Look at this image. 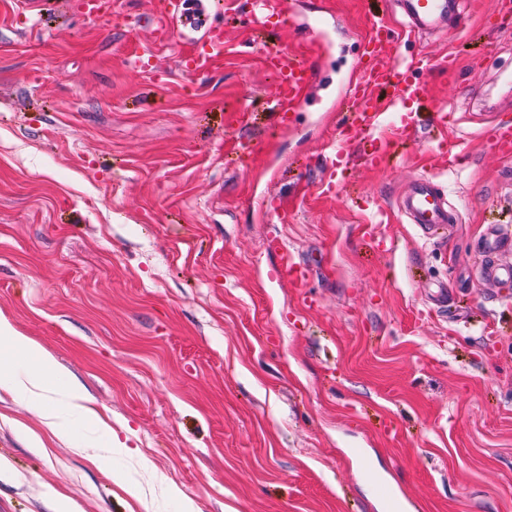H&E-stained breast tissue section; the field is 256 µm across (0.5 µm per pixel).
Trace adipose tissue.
<instances>
[{"mask_svg":"<svg viewBox=\"0 0 512 512\" xmlns=\"http://www.w3.org/2000/svg\"><path fill=\"white\" fill-rule=\"evenodd\" d=\"M0 388L20 393L27 402L42 411L47 421H55L59 408L94 417L74 389L64 387L62 380L48 371L40 345L19 333L7 318L0 315ZM65 390L67 403L58 406L54 399L58 390Z\"/></svg>","mask_w":512,"mask_h":512,"instance_id":"adipose-tissue-1","label":"adipose tissue"}]
</instances>
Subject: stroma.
<instances>
[{
    "label": "stroma",
    "mask_w": 512,
    "mask_h": 512,
    "mask_svg": "<svg viewBox=\"0 0 512 512\" xmlns=\"http://www.w3.org/2000/svg\"><path fill=\"white\" fill-rule=\"evenodd\" d=\"M156 0H0V313L75 380L121 441L70 413L54 436L0 390V512H512V286L476 271L488 231L512 228V160L481 133L512 121V15L455 0L402 57L453 52L419 78L447 101L434 145L396 135L377 169L318 188L345 109L357 36L402 0H296L338 20L332 48L224 23V59L179 70L186 43L154 30ZM150 64L132 72L128 40ZM292 41L324 79L279 123L260 48ZM464 149L461 166L445 149ZM432 177L459 214L425 236L394 201ZM386 207L373 243L357 198ZM281 202L292 214L279 223ZM279 238L307 269L278 278ZM447 288V307L432 291ZM137 488V496L125 486Z\"/></svg>",
    "instance_id": "stroma-1"
}]
</instances>
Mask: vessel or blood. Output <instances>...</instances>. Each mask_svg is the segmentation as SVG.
Returning <instances> with one entry per match:
<instances>
[{
    "label": "vessel or blood",
    "mask_w": 512,
    "mask_h": 512,
    "mask_svg": "<svg viewBox=\"0 0 512 512\" xmlns=\"http://www.w3.org/2000/svg\"><path fill=\"white\" fill-rule=\"evenodd\" d=\"M227 9L243 10L245 24L291 30L296 34L314 36L318 48H328L329 21L321 15L295 19L291 0H227ZM409 24L395 30L383 17L372 15L359 41L360 56L355 64L356 75L343 86L351 110L338 128L337 148L329 156L331 167L357 161L377 168L384 160L389 134L411 135L417 130L418 110L427 103L423 82L415 73L427 68L422 57L403 61L398 57L402 37H415L417 31L437 26L448 13V0H404ZM186 19L185 0H162L156 15L164 36L185 38L180 24ZM201 33L195 39L193 53L180 56L182 70L204 74L224 58V27L206 18L195 25ZM265 63L277 77L274 110L285 120L303 105V91L316 80L317 67L299 61L294 50L281 44L267 49ZM489 147L501 158L512 159V123H492L484 131ZM397 210L425 232H433L445 224L458 223L456 211L446 206L445 197L433 178L414 182L398 199ZM279 278L303 283L305 273L298 262L281 252L276 268Z\"/></svg>",
    "instance_id": "1"
}]
</instances>
